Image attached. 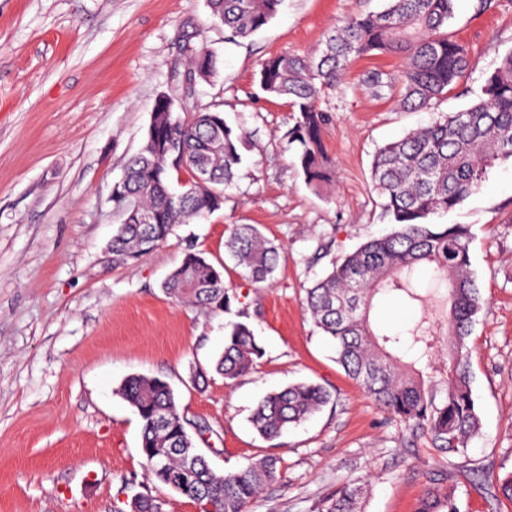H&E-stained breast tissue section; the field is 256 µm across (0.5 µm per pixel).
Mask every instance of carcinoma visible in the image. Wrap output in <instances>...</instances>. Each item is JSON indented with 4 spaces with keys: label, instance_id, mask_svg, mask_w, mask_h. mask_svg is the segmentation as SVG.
<instances>
[{
    "label": "carcinoma",
    "instance_id": "obj_1",
    "mask_svg": "<svg viewBox=\"0 0 512 512\" xmlns=\"http://www.w3.org/2000/svg\"><path fill=\"white\" fill-rule=\"evenodd\" d=\"M456 0H385L377 12L346 21L315 56L266 59L260 85L288 99L297 113L286 138L298 143L296 166L318 187L330 177L323 143L328 115L318 103L334 89L352 60L378 54L402 62L399 103L426 109L458 87L470 67L468 49L448 33ZM211 15L236 35L258 31L280 11L284 0H208ZM216 58L201 50L192 61L196 78L207 81ZM247 134L219 111L179 113L160 96L153 106L140 150L131 155L112 204L120 224L112 253L120 260L153 251L180 224L221 208L223 188L242 166ZM512 160V52L487 77L483 97L470 107L443 115L380 148L371 164L374 190L393 230L344 255L306 291L317 328L334 343L336 361L375 404L411 432L427 433L436 447L463 454L480 430L471 388L467 338L483 308L469 254L465 224H438L432 218L454 210L480 188L498 164ZM185 171L196 184L180 196L171 172ZM147 214L149 223L139 221ZM227 253L253 284L271 279L280 248L251 224H235L225 239ZM179 302L213 310L230 309L237 295L223 271L195 252L185 254L162 284ZM394 293L409 304L429 295L443 297L444 319L418 321L409 330L412 353L396 352L397 336L379 334L370 322L375 298ZM263 355L248 324H230L214 370L234 380L257 366ZM141 426L140 448L148 479L214 512H248L263 486L278 478L279 460L265 457L235 472H216L194 455L188 420L170 384L161 377L132 375L121 386ZM330 401L329 392L300 382L264 397L251 415L264 439L280 437ZM365 486L349 480L336 490L327 512H362ZM418 512H461L451 492L429 491Z\"/></svg>",
    "mask_w": 512,
    "mask_h": 512
}]
</instances>
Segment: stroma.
Segmentation results:
<instances>
[{"label": "stroma", "mask_w": 512, "mask_h": 512, "mask_svg": "<svg viewBox=\"0 0 512 512\" xmlns=\"http://www.w3.org/2000/svg\"><path fill=\"white\" fill-rule=\"evenodd\" d=\"M457 0L450 25L470 49L467 79L427 110L374 95L367 75L398 77L392 57L353 61L319 103L332 121L324 141L332 182L310 187L295 164L287 99L259 85L262 62L319 50L328 33L384 0H284L254 35L213 22L207 0H0V512H130L139 493L160 512H201L150 483L140 422L119 388L128 376L166 379L195 445L218 471L266 456L280 477L251 512H326L350 479L368 484L363 512H416L433 479L461 512H512L502 490L475 483L477 469L512 477V164L495 167L442 223L471 230V267L484 306L468 339L481 435L448 455L378 408L336 361L306 310V290L343 255L390 231L370 179L376 151L482 95L512 50V0ZM218 60L210 81L188 82L200 48ZM178 112L218 110L249 135L247 159L221 209L178 226L151 253L119 260L114 184L143 143L159 96ZM234 224L254 225L281 247L271 281L240 276L225 253ZM224 267L239 295L226 312L167 297L161 283L186 252ZM441 306L376 301L378 330H400ZM248 323L263 356L224 380L212 362L225 326ZM206 378H197V370ZM307 381L332 399L303 425L267 441L249 422L257 403Z\"/></svg>", "instance_id": "1"}]
</instances>
